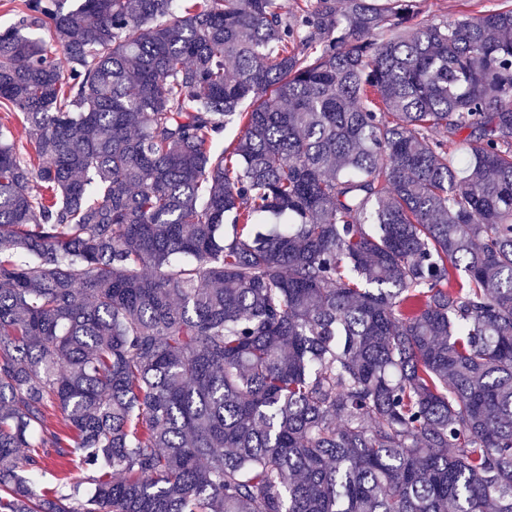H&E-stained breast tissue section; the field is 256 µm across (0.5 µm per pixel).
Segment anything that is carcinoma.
Here are the masks:
<instances>
[{
	"label": "carcinoma",
	"mask_w": 512,
	"mask_h": 512,
	"mask_svg": "<svg viewBox=\"0 0 512 512\" xmlns=\"http://www.w3.org/2000/svg\"><path fill=\"white\" fill-rule=\"evenodd\" d=\"M68 2L0 28V512H512V0ZM418 19L454 20L463 15L486 12L503 6L502 0H420Z\"/></svg>",
	"instance_id": "cac0c4a2"
}]
</instances>
